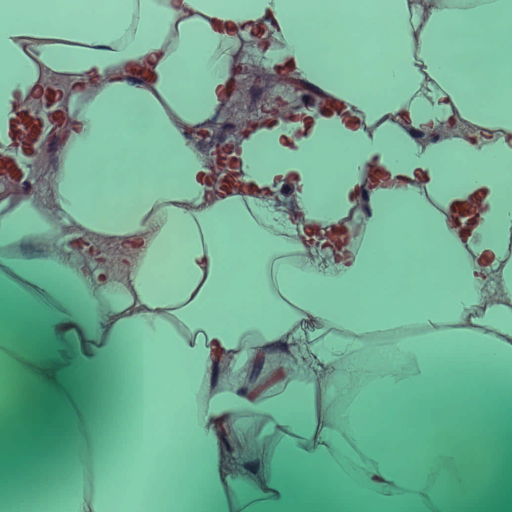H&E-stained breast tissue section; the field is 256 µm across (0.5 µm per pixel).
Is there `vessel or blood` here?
Here are the masks:
<instances>
[{
    "mask_svg": "<svg viewBox=\"0 0 512 512\" xmlns=\"http://www.w3.org/2000/svg\"><path fill=\"white\" fill-rule=\"evenodd\" d=\"M12 141L11 153H0V182L21 183L24 170L41 152L47 140V115L43 112L19 110L7 126Z\"/></svg>",
    "mask_w": 512,
    "mask_h": 512,
    "instance_id": "obj_1",
    "label": "vessel or blood"
}]
</instances>
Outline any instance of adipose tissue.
<instances>
[{
    "mask_svg": "<svg viewBox=\"0 0 512 512\" xmlns=\"http://www.w3.org/2000/svg\"><path fill=\"white\" fill-rule=\"evenodd\" d=\"M248 64L316 102L219 166ZM50 88L0 512H512V0H0V117Z\"/></svg>",
    "mask_w": 512,
    "mask_h": 512,
    "instance_id": "1",
    "label": "adipose tissue"
}]
</instances>
